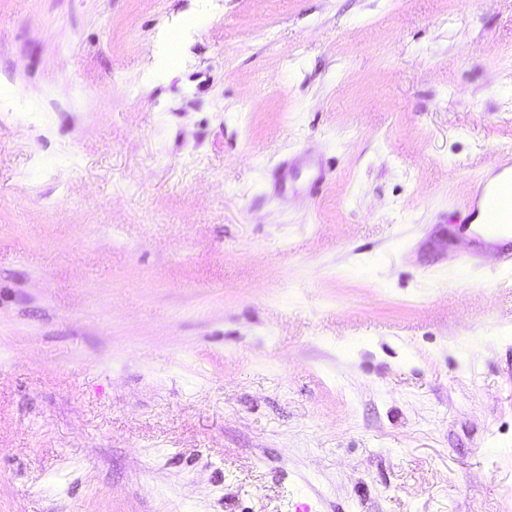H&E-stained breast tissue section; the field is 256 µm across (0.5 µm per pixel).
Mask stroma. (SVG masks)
I'll return each instance as SVG.
<instances>
[{
  "instance_id": "1",
  "label": "stroma",
  "mask_w": 512,
  "mask_h": 512,
  "mask_svg": "<svg viewBox=\"0 0 512 512\" xmlns=\"http://www.w3.org/2000/svg\"><path fill=\"white\" fill-rule=\"evenodd\" d=\"M0 98V512H512V270L440 245L512 0H0Z\"/></svg>"
}]
</instances>
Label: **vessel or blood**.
<instances>
[{
  "label": "vessel or blood",
  "instance_id": "1",
  "mask_svg": "<svg viewBox=\"0 0 512 512\" xmlns=\"http://www.w3.org/2000/svg\"><path fill=\"white\" fill-rule=\"evenodd\" d=\"M469 221L448 235V266L474 273L488 259L512 268V152L499 155L465 199Z\"/></svg>",
  "mask_w": 512,
  "mask_h": 512
}]
</instances>
